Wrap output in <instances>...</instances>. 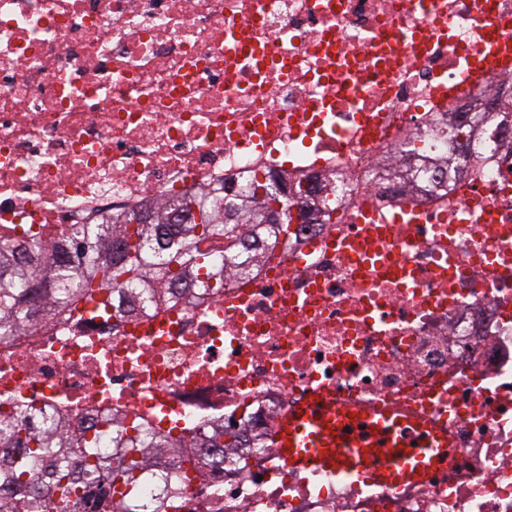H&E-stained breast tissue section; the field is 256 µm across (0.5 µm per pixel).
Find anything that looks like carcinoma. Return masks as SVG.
Returning <instances> with one entry per match:
<instances>
[{
	"label": "carcinoma",
	"instance_id": "1",
	"mask_svg": "<svg viewBox=\"0 0 512 512\" xmlns=\"http://www.w3.org/2000/svg\"><path fill=\"white\" fill-rule=\"evenodd\" d=\"M512 127V112L448 113V137L464 149L492 129V137ZM281 203L282 220L264 222L271 202ZM187 213L181 224H138L132 215L110 224H82L70 241L79 262L68 252L51 249L36 263L0 262V340L25 326L42 307L60 317L82 302L112 292L117 309L156 300L188 285L221 288L224 274L244 272L259 258L253 249L261 236L289 230L291 200L270 183L253 177L250 188L232 199L217 193L183 195L165 201L154 213L164 218L173 208ZM229 238L223 265L198 249L219 234ZM95 424L66 417L65 410H32L23 405L0 416V512H166L165 499L176 488L179 470L158 476L166 494L150 504L139 503L142 479L180 447L152 429L129 432L108 407H92ZM112 443V455L99 451ZM205 447L212 461L224 462V439L217 426Z\"/></svg>",
	"mask_w": 512,
	"mask_h": 512
}]
</instances>
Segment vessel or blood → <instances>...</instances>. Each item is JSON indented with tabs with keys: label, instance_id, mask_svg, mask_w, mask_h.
I'll use <instances>...</instances> for the list:
<instances>
[{
	"label": "vessel or blood",
	"instance_id": "1",
	"mask_svg": "<svg viewBox=\"0 0 512 512\" xmlns=\"http://www.w3.org/2000/svg\"><path fill=\"white\" fill-rule=\"evenodd\" d=\"M275 446L289 466L328 470L342 479L383 484L419 479L445 457L448 440L405 416L348 414L317 391L283 418Z\"/></svg>",
	"mask_w": 512,
	"mask_h": 512
}]
</instances>
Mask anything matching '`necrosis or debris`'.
<instances>
[{
	"label": "necrosis or debris",
	"mask_w": 512,
	"mask_h": 512,
	"mask_svg": "<svg viewBox=\"0 0 512 512\" xmlns=\"http://www.w3.org/2000/svg\"><path fill=\"white\" fill-rule=\"evenodd\" d=\"M512 0H0V240L67 246L262 174L334 189L248 274L129 313L86 306L0 342V410L108 401L196 455L170 512H512V141L447 159V112L512 107ZM420 156L401 160L410 139ZM449 435L399 485L296 471L273 446L312 390Z\"/></svg>",
	"instance_id": "4bbe7bcc"
}]
</instances>
